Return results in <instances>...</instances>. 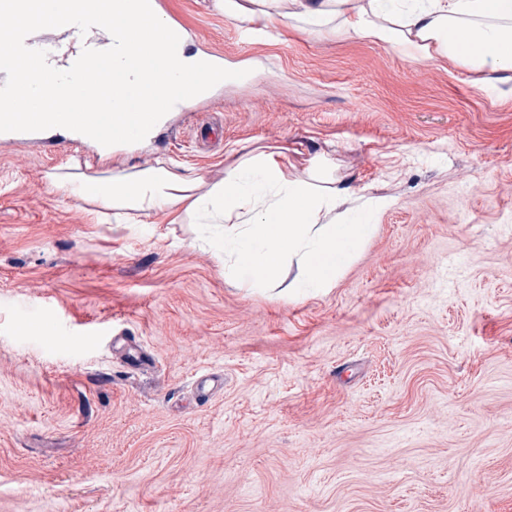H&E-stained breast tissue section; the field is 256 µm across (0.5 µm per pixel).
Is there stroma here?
I'll list each match as a JSON object with an SVG mask.
<instances>
[{"mask_svg": "<svg viewBox=\"0 0 512 512\" xmlns=\"http://www.w3.org/2000/svg\"><path fill=\"white\" fill-rule=\"evenodd\" d=\"M160 11L248 75L113 160L206 189L323 153L375 230L327 292L291 262L242 288L200 243L218 225L116 224L53 183L105 175L91 144L0 136V512H512V93L215 0ZM200 370L224 380L203 403Z\"/></svg>", "mask_w": 512, "mask_h": 512, "instance_id": "obj_1", "label": "stroma"}]
</instances>
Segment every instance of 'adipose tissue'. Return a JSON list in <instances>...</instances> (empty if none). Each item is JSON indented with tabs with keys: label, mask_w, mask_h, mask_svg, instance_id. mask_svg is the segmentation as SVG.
Instances as JSON below:
<instances>
[{
	"label": "adipose tissue",
	"mask_w": 512,
	"mask_h": 512,
	"mask_svg": "<svg viewBox=\"0 0 512 512\" xmlns=\"http://www.w3.org/2000/svg\"><path fill=\"white\" fill-rule=\"evenodd\" d=\"M236 20L276 26L284 18L310 27L367 37L417 59L443 57L512 84V0H224ZM328 162L312 160L308 178L288 175L281 147L224 168L222 181L201 190L199 176L164 160L111 176L68 179L71 194L116 214L165 210L215 212L222 231L214 252L231 245L245 288H265L280 262H297L300 282L326 290L336 284L353 248L370 233L347 223L340 207L346 188L329 182Z\"/></svg>",
	"instance_id": "1"
}]
</instances>
